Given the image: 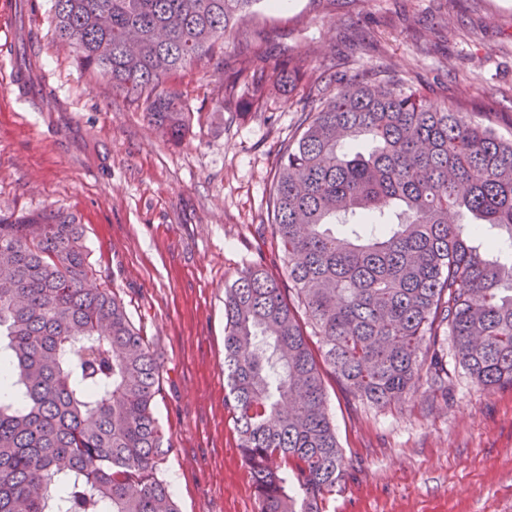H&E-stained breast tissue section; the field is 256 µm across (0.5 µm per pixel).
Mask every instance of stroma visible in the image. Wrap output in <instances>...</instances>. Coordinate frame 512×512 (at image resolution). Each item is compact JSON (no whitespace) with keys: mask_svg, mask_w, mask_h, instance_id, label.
I'll return each instance as SVG.
<instances>
[{"mask_svg":"<svg viewBox=\"0 0 512 512\" xmlns=\"http://www.w3.org/2000/svg\"><path fill=\"white\" fill-rule=\"evenodd\" d=\"M51 6L0 0V212L52 207L84 225L91 262L161 363L155 410L172 448L160 474L181 512H258L225 403L224 288L256 263L287 276L267 201L307 84L221 112L218 76L187 69L176 84L195 118L175 145L143 105L78 68L54 39ZM255 46L271 62L305 57L333 89L390 67L430 103H461L512 139V0H260L225 39V70ZM20 60L47 74L59 111L18 96ZM445 359L447 395L424 384L382 408L324 368L346 461L326 512H512V386L480 390Z\"/></svg>","mask_w":512,"mask_h":512,"instance_id":"35a3bbf8","label":"stroma"}]
</instances>
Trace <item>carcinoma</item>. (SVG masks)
Here are the masks:
<instances>
[{
    "label": "carcinoma",
    "mask_w": 512,
    "mask_h": 512,
    "mask_svg": "<svg viewBox=\"0 0 512 512\" xmlns=\"http://www.w3.org/2000/svg\"><path fill=\"white\" fill-rule=\"evenodd\" d=\"M261 0H54L56 40L143 101L179 143L193 121L178 71H224L215 47ZM246 55L218 110L306 77ZM268 204L288 288L262 266L224 292V375L260 512H324L345 463L320 364L374 407L448 389L444 345L483 390L512 386V262L470 243V217L512 241V140L432 106L390 70L324 96L309 85ZM374 144L364 155L356 142ZM349 226L336 235L331 227ZM84 230L51 208L0 213V512H179L160 476L161 367L125 303L97 284ZM318 338L317 361L305 333Z\"/></svg>",
    "instance_id": "carcinoma-1"
}]
</instances>
